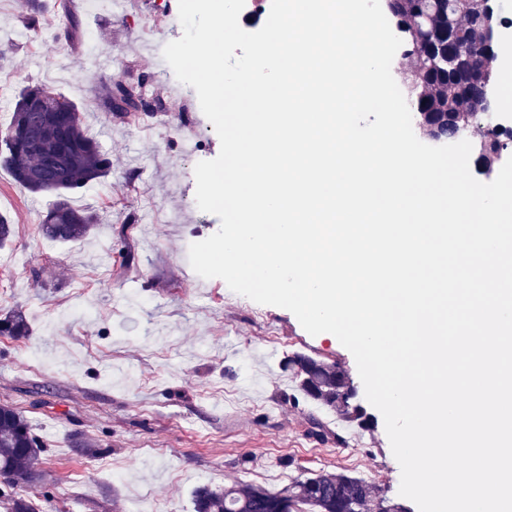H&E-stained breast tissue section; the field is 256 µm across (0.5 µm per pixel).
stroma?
<instances>
[{
  "label": "stroma",
  "mask_w": 512,
  "mask_h": 512,
  "mask_svg": "<svg viewBox=\"0 0 512 512\" xmlns=\"http://www.w3.org/2000/svg\"><path fill=\"white\" fill-rule=\"evenodd\" d=\"M71 2L83 23L73 45L56 11L28 32L25 0H0V133L16 91L47 85L76 103L112 161L107 177L70 193L99 222L66 244L40 228L53 196L20 189L0 168V214L16 229L0 248V318L19 313L30 326L25 337L0 335V404L22 411L44 446L42 481L19 494L40 512H192L202 485L277 489L345 471L418 512L399 493L401 469L353 355L337 338L309 335L290 311L191 267L190 245L220 227L196 204L195 165L216 158L220 141L194 88L180 97L156 79L148 88L170 111L194 110V159L164 118L123 124L101 106L114 79L156 75L164 44L182 35L178 0H126L121 14L113 0ZM107 52L111 71L96 72ZM297 353L347 372L368 426L299 391L283 368ZM77 434L96 439L103 455L80 453Z\"/></svg>",
  "instance_id": "stroma-1"
}]
</instances>
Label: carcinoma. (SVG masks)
Returning <instances> with one entry per match:
<instances>
[{"label":"carcinoma","instance_id":"obj_1","mask_svg":"<svg viewBox=\"0 0 512 512\" xmlns=\"http://www.w3.org/2000/svg\"><path fill=\"white\" fill-rule=\"evenodd\" d=\"M419 5L428 19L444 0H390V9L398 18L397 28L407 33L405 20L409 4ZM44 21L40 0H30V12L24 27L36 30ZM82 35L78 15H66L65 38L76 41ZM490 34L480 19H473L459 28L448 50L428 55L427 48L406 39L401 45L404 56L420 57L427 61L431 79L462 89L457 110L477 112L487 108L490 84L480 80L487 59V39ZM153 81L143 75L135 81H115L101 95L106 111L120 122L144 112H154L161 101L148 97L145 88ZM46 96L51 104L36 108L30 104L34 97ZM27 127L31 145L0 153V167L6 169L20 188L30 193L53 194L55 203L42 220L44 234L53 241L71 242L85 238L96 215L87 209L70 205L67 194L93 181L105 178L112 161L87 135L82 113L60 93L46 86L22 88L15 96L10 125ZM65 127L69 148L58 157L56 132ZM0 333L26 336V319L20 314L0 319ZM288 367L304 395L336 411L349 423L366 425L361 407L354 403L355 391L345 371L306 355L288 360ZM43 446L33 434L27 417L9 404H0V474H6L13 485L35 480ZM0 503L6 512H38L37 505L13 491L1 490ZM194 512H407L390 503L379 490L362 478L344 472H320L294 479L279 490L261 485L241 483L224 488L203 485L192 496Z\"/></svg>","mask_w":512,"mask_h":512}]
</instances>
